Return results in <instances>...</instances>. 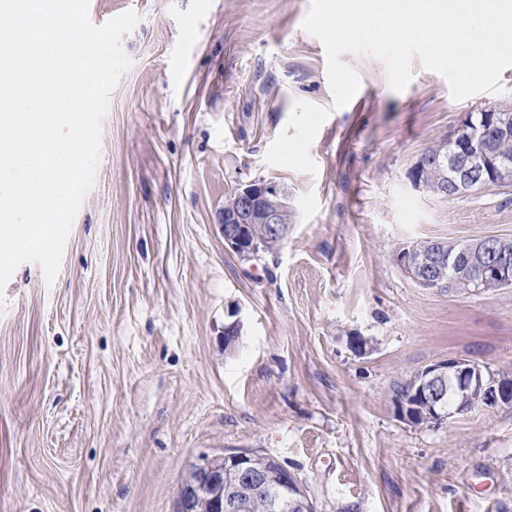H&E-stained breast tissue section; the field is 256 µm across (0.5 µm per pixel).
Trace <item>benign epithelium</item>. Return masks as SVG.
Listing matches in <instances>:
<instances>
[{
    "label": "benign epithelium",
    "instance_id": "7a95c632",
    "mask_svg": "<svg viewBox=\"0 0 512 512\" xmlns=\"http://www.w3.org/2000/svg\"><path fill=\"white\" fill-rule=\"evenodd\" d=\"M470 124L464 118L457 132L451 137L455 151L451 159L453 176L445 185L444 193L455 197L470 192L477 187L498 184L512 175V164L498 159L490 152L491 141L487 136H500L512 132V111L492 108L484 111L483 132L479 138L463 135ZM237 208L223 216L220 232L224 244L234 253L245 256L253 251L245 238L248 224H266L279 236L287 235L281 229V218L285 207L280 201V189L265 180H255L235 191ZM476 269V274L468 287L472 294H483L491 286H512V260L507 256L495 255L494 242L489 238L469 242L461 247ZM450 261L444 250L436 249L429 257L419 260L409 251L399 254L398 262L402 269L419 285L430 287L437 270ZM463 387L480 393L479 402L463 399L448 410L442 404L443 393L448 379ZM418 385L412 390V401L403 402L399 411L404 418L412 414L413 403H418L424 413V421L441 424L456 414H462L477 406L512 405V379L494 378L483 368L470 360L450 359L430 365L415 376ZM250 449H226L224 478L215 475L209 460L200 459L187 468L181 476L174 512H193L194 497L209 495L216 499L219 512H243L248 497L261 494L268 498L269 512H315L313 501L305 488L291 472L284 471L281 491L273 489L275 473L271 470H256L251 467Z\"/></svg>",
    "mask_w": 512,
    "mask_h": 512
}]
</instances>
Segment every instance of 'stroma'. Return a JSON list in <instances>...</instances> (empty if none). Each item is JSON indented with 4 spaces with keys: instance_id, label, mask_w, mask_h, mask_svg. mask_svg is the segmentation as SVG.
<instances>
[{
    "instance_id": "obj_1",
    "label": "stroma",
    "mask_w": 512,
    "mask_h": 512,
    "mask_svg": "<svg viewBox=\"0 0 512 512\" xmlns=\"http://www.w3.org/2000/svg\"><path fill=\"white\" fill-rule=\"evenodd\" d=\"M310 5L91 0L94 24L140 20L54 283L25 263L5 287L0 512H172L183 471L231 448L277 457L316 512H512V405L418 425L393 391L448 359L512 375V288H424L397 261L512 237V183L448 198L410 177L467 113L512 108V67L457 101L420 61L397 92L346 54L362 94L335 110ZM298 101L331 110L313 175L265 161ZM258 179L290 223L246 259L219 225Z\"/></svg>"
}]
</instances>
